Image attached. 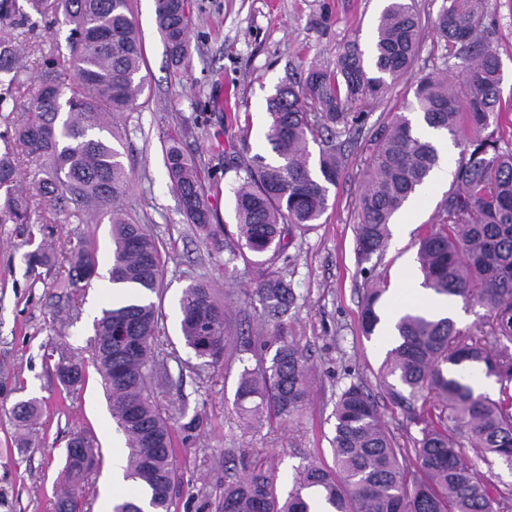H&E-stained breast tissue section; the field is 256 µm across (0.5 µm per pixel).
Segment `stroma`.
Here are the masks:
<instances>
[{"label":"stroma","mask_w":512,"mask_h":512,"mask_svg":"<svg viewBox=\"0 0 512 512\" xmlns=\"http://www.w3.org/2000/svg\"><path fill=\"white\" fill-rule=\"evenodd\" d=\"M445 0H415L424 25L415 70L443 68L446 53L433 28ZM189 57L182 80L170 78L172 62L155 23V0H131L142 39L145 89L136 110L118 123L125 130L122 160L132 176L123 203L132 207L162 245L165 274L152 299L163 313L165 342L183 350L179 298L191 281H205L224 297L233 335L263 336L266 326L258 305L250 303L252 268L238 259L225 272L223 255L215 253L190 224L170 188L164 136L182 128L186 149L194 152L205 173L214 223L223 225L224 240L236 239L232 189L235 170L225 168L224 152L251 147L269 153L265 139L266 105L287 79L303 80L308 68L334 67L340 46L350 40L370 49L386 0H190ZM483 29L492 34L499 54L502 98L512 102V0H486ZM409 89L392 84L387 95L368 105L358 142L348 150V166L329 192V207L311 229H295L286 267L297 296L288 315L285 336L296 340L309 359L313 384L300 424L273 422L251 431L239 425L234 407L238 371L224 363L207 367L203 376L172 377L158 391L164 414L174 417L176 456L184 488L175 512H217L224 483L242 474L260 451L278 464L281 491H290L294 470L307 462L333 466L329 440L338 395L350 384L363 385L376 401L382 420L400 447H411L416 429L394 407L381 382L389 343L380 335L362 336L360 306L373 283L396 294L404 267L418 268V238L442 194L430 189L418 211L407 213L405 239L390 241L381 263L364 271L354 227L356 202L372 154L371 139L397 112ZM92 240L98 274L85 292L60 305L55 287L57 264L30 271L24 259L29 247L17 225L0 224V512H55L58 477L66 444L82 430L100 450V463L85 487L88 512H104L112 495V456L125 455L109 413L102 379L93 364L92 323L112 303L107 287L112 264V226L70 224L64 215L49 216L37 241L55 257L72 242ZM82 362L81 387L65 390L54 366L61 359ZM35 398L41 416L19 431L13 407ZM195 430H185L190 418Z\"/></svg>","instance_id":"35a3bbf8"}]
</instances>
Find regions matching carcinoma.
Listing matches in <instances>:
<instances>
[{"label": "carcinoma", "mask_w": 512, "mask_h": 512, "mask_svg": "<svg viewBox=\"0 0 512 512\" xmlns=\"http://www.w3.org/2000/svg\"><path fill=\"white\" fill-rule=\"evenodd\" d=\"M482 2L448 0L440 10L435 31L447 51L443 76L414 77L422 20L413 0H390L370 55L348 41L334 69L313 66L302 85L290 80L268 99L266 140L275 157L256 153L234 162L236 249H224L221 225L212 223L195 157L179 135H167L171 187L215 252H227V271L242 249L283 254L288 225L317 223L328 209L329 186L337 185L346 170V146L367 117L363 108L384 96L391 83L410 80L413 99L403 102L373 140L357 203L359 259L382 260L394 217L437 164V149L416 135L408 117L415 112L461 147L451 186L419 236L422 286L484 310L468 329L422 309L406 312L396 323L382 380L390 401L417 427L412 447L397 446L370 395L352 384L336 400L330 438L334 468L297 467L284 496L275 463L259 458L224 486L218 512H311V489L331 512H512V491L482 479L466 455V449L479 448L485 463L495 458L512 466V146L502 125L501 62L493 41L480 30ZM53 20L69 26V34L63 43L37 45L40 81L27 99L18 45L0 39V123L5 126L0 223L19 225L29 243L44 230V223L32 218L36 212L61 213L76 224L105 218L112 224L109 280L133 296H118L96 319L100 349L94 365L112 421L125 440V478L148 494L154 512H171L182 476L175 427L157 405L156 382L169 377L172 361L180 371L200 372L230 354L242 366L235 397L245 427L271 419L300 421L309 403L311 369L304 350L283 335L296 296L286 272L256 264L251 296L273 331L258 343L235 344L217 289L192 281L179 298L180 325L185 346L200 363L164 347L162 313L151 300L165 271L160 244L119 204L131 176L115 147L121 143L115 118L132 111L144 90L142 41L129 0H0V24L24 37ZM155 23L175 66H181L189 55V0H155ZM312 143L319 147L314 161ZM30 159L42 165V177L28 190L18 167ZM63 262L68 269L55 287L69 301L96 274V247L82 239ZM385 292L374 287L363 297L360 329L367 337L376 331ZM270 349L274 354L268 359ZM477 372L495 378L496 397L476 394L464 383ZM56 374L67 389L85 379L80 363L59 362ZM39 411V401L30 398L19 402L15 416L27 422ZM98 458L87 435L74 433L55 512H86L84 481ZM401 458L413 460V472L400 465Z\"/></svg>", "instance_id": "obj_1"}]
</instances>
